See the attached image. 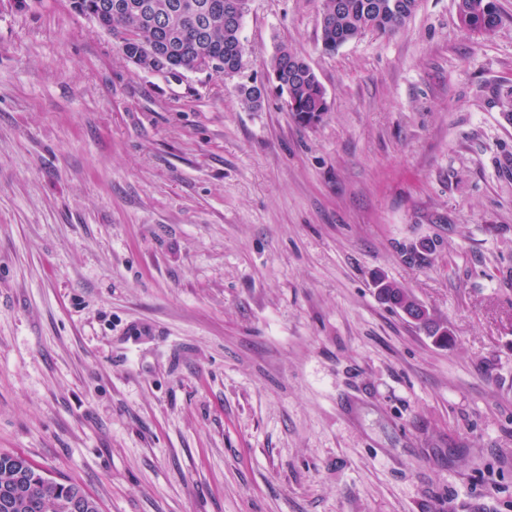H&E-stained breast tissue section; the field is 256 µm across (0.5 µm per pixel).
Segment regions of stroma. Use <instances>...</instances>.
<instances>
[{"label": "stroma", "instance_id": "obj_1", "mask_svg": "<svg viewBox=\"0 0 512 512\" xmlns=\"http://www.w3.org/2000/svg\"><path fill=\"white\" fill-rule=\"evenodd\" d=\"M496 2L489 36L418 0L329 52L321 0H250L240 72L174 77L70 0H0V450L104 512H512ZM282 44L324 88L317 125L272 86L240 101ZM378 298L381 300L385 297V304L391 308L399 310V307L409 304L413 307H405L402 309L403 315L413 323H423L427 319L426 309L422 305H418V300L405 288L397 284L379 279L377 281Z\"/></svg>", "mask_w": 512, "mask_h": 512}]
</instances>
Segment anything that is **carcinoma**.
<instances>
[{
  "label": "carcinoma",
  "mask_w": 512,
  "mask_h": 512,
  "mask_svg": "<svg viewBox=\"0 0 512 512\" xmlns=\"http://www.w3.org/2000/svg\"><path fill=\"white\" fill-rule=\"evenodd\" d=\"M79 14L94 19L119 41L126 59L139 68L175 75L202 70L232 75L243 67L242 24L247 0H71ZM417 0H323L322 47L329 51L369 31L392 33L405 25ZM462 25L488 35L502 16L495 0H458ZM277 86L295 104L294 120L303 126L319 123L328 110L325 91L306 60L282 45L270 62ZM248 107L262 98L259 87L241 86ZM378 298L392 308L418 300L397 284L377 281ZM85 496L84 512H102L98 498L74 481L59 482L44 475L26 455L0 451V512H69L71 495Z\"/></svg>",
  "instance_id": "cac0c4a2"
}]
</instances>
